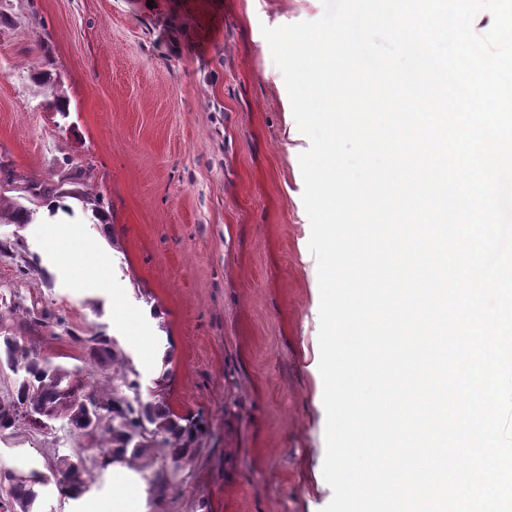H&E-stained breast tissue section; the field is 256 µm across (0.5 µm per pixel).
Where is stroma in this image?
<instances>
[{
  "mask_svg": "<svg viewBox=\"0 0 512 512\" xmlns=\"http://www.w3.org/2000/svg\"><path fill=\"white\" fill-rule=\"evenodd\" d=\"M322 0H0V164L9 199L72 165L107 216L80 201L58 235L21 230L40 273L0 260V285L40 293L79 328L116 337L150 384L174 345L171 402L201 412L203 455L166 496L97 473L44 512H311L325 445L305 349L319 282L295 122L262 26L322 16ZM65 97L66 112L55 107ZM120 251H113L109 238ZM95 239V253L84 250ZM117 281L118 300L103 285ZM156 320H145L149 309ZM82 442L61 429L0 438V464L45 470Z\"/></svg>",
  "mask_w": 512,
  "mask_h": 512,
  "instance_id": "stroma-1",
  "label": "stroma"
}]
</instances>
